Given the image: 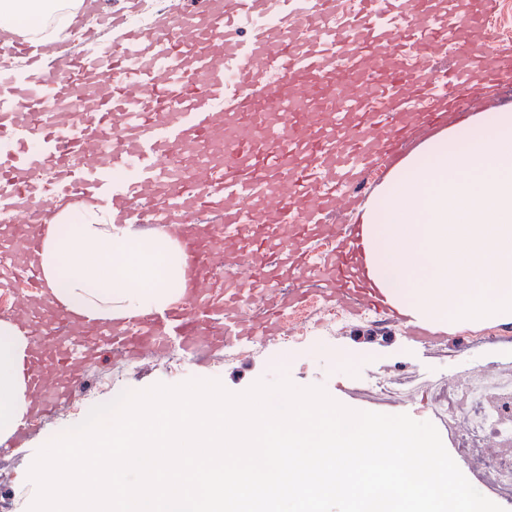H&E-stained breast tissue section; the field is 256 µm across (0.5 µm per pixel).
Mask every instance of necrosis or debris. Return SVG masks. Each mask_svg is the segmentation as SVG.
<instances>
[{"instance_id": "1", "label": "necrosis or debris", "mask_w": 512, "mask_h": 512, "mask_svg": "<svg viewBox=\"0 0 512 512\" xmlns=\"http://www.w3.org/2000/svg\"><path fill=\"white\" fill-rule=\"evenodd\" d=\"M343 322L342 314L311 299L308 306L284 313L283 346L288 349L299 343L311 327L333 330ZM426 382L430 409L461 458L480 455L493 439L502 447V455L483 459L472 474L475 488L508 510L512 507V355L495 357L491 365L475 369L452 389L435 375Z\"/></svg>"}]
</instances>
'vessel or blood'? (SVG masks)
<instances>
[{
	"label": "vessel or blood",
	"instance_id": "vessel-or-blood-1",
	"mask_svg": "<svg viewBox=\"0 0 512 512\" xmlns=\"http://www.w3.org/2000/svg\"><path fill=\"white\" fill-rule=\"evenodd\" d=\"M138 24L97 0L108 42L77 52H18L29 80L0 68V258L21 250L27 287L40 288L31 259L55 220L49 200L92 202L132 229L178 227L190 291L163 311L103 322L93 334L62 306H31L27 382L35 413L0 455L24 447L55 405L85 381L84 364L114 352L136 360L176 347L209 356L281 332L278 311L298 300L291 281L363 287L360 250L318 264L294 252L326 233L365 198L373 171L432 121V102L467 109L471 88L494 76L499 50L482 20L497 0H140ZM452 47L426 71L405 61L410 46ZM223 143L187 182L180 160ZM159 198L148 206V198ZM228 239H259L262 261L241 256L236 274L209 285L213 224ZM269 297L275 318L254 324L235 300L239 278Z\"/></svg>",
	"mask_w": 512,
	"mask_h": 512
}]
</instances>
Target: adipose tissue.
<instances>
[{
	"instance_id": "adipose-tissue-1",
	"label": "adipose tissue",
	"mask_w": 512,
	"mask_h": 512,
	"mask_svg": "<svg viewBox=\"0 0 512 512\" xmlns=\"http://www.w3.org/2000/svg\"><path fill=\"white\" fill-rule=\"evenodd\" d=\"M49 0H0V24L31 31ZM368 278L385 301L435 332L512 321V109L437 128L390 169L358 211ZM34 261L52 302L90 326L162 310L186 294V258L172 236L132 237L92 204L47 225ZM467 280L464 288L455 287ZM30 328L0 318V439L33 402L25 376Z\"/></svg>"
}]
</instances>
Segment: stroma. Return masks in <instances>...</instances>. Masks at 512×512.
<instances>
[{
	"mask_svg": "<svg viewBox=\"0 0 512 512\" xmlns=\"http://www.w3.org/2000/svg\"><path fill=\"white\" fill-rule=\"evenodd\" d=\"M302 289L307 295L318 296L325 307L343 311L346 320L341 329L321 343L319 351H312L307 344L295 349L287 366H278L279 339L270 336L248 343L246 353L238 357L227 359L218 354L201 365H167L145 357L135 362L120 360L106 367H89V390L63 404L54 419L35 433L26 452L0 461V493L9 495L11 502L6 512H29L36 490L25 480L24 473L46 442L80 422L90 405L107 403L123 391L216 380L226 390L241 393L257 381L274 383L285 378L299 388H323L332 399L350 409L369 411L374 408L372 403L354 400L346 392L353 378L386 371H402L416 377L432 373L457 377L469 365L486 363L489 354H512V323L482 328V335L493 336L490 344L473 342L472 330L466 329L443 334L440 344L424 347L411 339L404 325L378 328L356 302L338 301L319 285L306 283ZM348 350L358 354V365L352 372L336 365L337 353Z\"/></svg>",
	"mask_w": 512,
	"mask_h": 512,
	"instance_id": "1",
	"label": "stroma"
}]
</instances>
